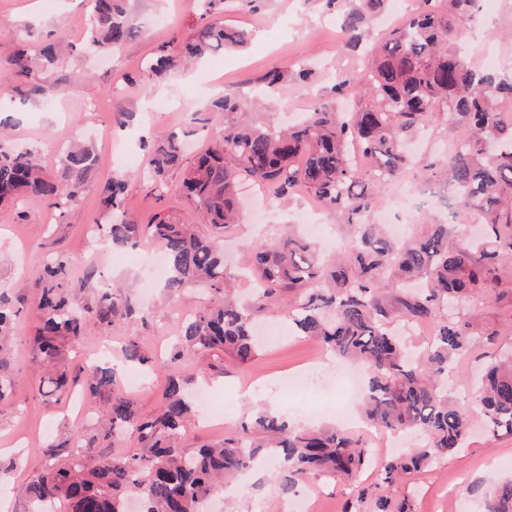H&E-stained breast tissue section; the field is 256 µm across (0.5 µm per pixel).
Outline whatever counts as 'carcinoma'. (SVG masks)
<instances>
[{"label": "carcinoma", "mask_w": 512, "mask_h": 512, "mask_svg": "<svg viewBox=\"0 0 512 512\" xmlns=\"http://www.w3.org/2000/svg\"><path fill=\"white\" fill-rule=\"evenodd\" d=\"M120 0H89L92 12L85 49L109 52L132 38ZM343 14L344 46L355 49L366 36L368 18L383 11L386 0H358ZM477 0H423L424 9L407 16L380 46L361 73L340 75L335 97L321 103L299 124L259 128L244 117L248 98L216 96L197 113L196 130L209 127L211 114H224V128L206 149L188 157L183 139L195 130L169 132L151 146V191L162 197L167 173L182 170L183 192L197 218L212 235L193 231L159 212L152 223L138 224L121 212L136 176L107 180L102 186L104 231L112 243L135 246L146 237L164 250L170 295L198 288L208 302L188 316L168 359L157 371L182 361L231 353L239 364L254 357L259 344L252 331L253 306L232 296L236 281L251 284L255 301L275 304L288 313L295 332L323 351L362 364L370 373L362 415L389 434L416 431L426 443L411 456L394 457L376 468V481L393 484L464 447L471 419L479 415L493 435L512 436V353L487 367L471 404L448 396L441 381L476 346L494 343L479 334L464 313L444 311L465 299H499L504 266L512 268V116L499 110L512 100V82L494 73L476 72L455 46V21L471 14ZM245 33L209 25L202 38L161 46L145 70L161 75L186 67L193 59L224 46H241ZM67 46L48 43L34 57L22 53L13 62L20 74L43 63L53 66ZM358 100L347 112L344 101ZM463 124L468 138L446 156L435 176L458 192L452 218L473 217L483 233L465 244L450 243L447 224H425L406 241L388 237L370 221L381 206L377 184L396 178L410 164L406 140L434 120ZM96 169L90 143L71 146L60 176L49 175L39 153L0 144V205L24 196L64 213L76 206ZM247 177L277 197L305 191L345 220L341 252L319 256L315 244L293 228L269 241L251 245L248 263L236 272L224 263L217 239L238 223L237 184ZM70 259L61 253L35 275L41 289L42 325L35 352L45 364L48 395L82 386L97 430L56 444L48 441L53 463L19 489L32 512H125L128 497H140L141 512H204L209 497L254 467L261 456L276 462L279 489L292 490L311 471L327 472L355 485L353 512H411L357 483L371 465L365 441L336 428L290 426L281 417L257 413L242 431L188 454L180 448L181 430L194 415L181 381L171 376L158 411L140 415L131 400L116 391L101 407L96 397L115 386V375L88 365L75 371L66 364V346L83 335L88 321L101 330L131 312L122 292L102 294L93 306L77 303L91 287L95 271L73 280ZM388 288L403 290L400 305L407 323H429L433 335L424 347L395 330L393 310L385 303ZM17 315L12 300L0 292V401L13 394L8 373V344ZM137 439L147 451L99 458L96 443L122 435ZM485 512H512V480L495 483Z\"/></svg>", "instance_id": "obj_1"}]
</instances>
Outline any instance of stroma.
<instances>
[{
	"instance_id": "obj_1",
	"label": "stroma",
	"mask_w": 512,
	"mask_h": 512,
	"mask_svg": "<svg viewBox=\"0 0 512 512\" xmlns=\"http://www.w3.org/2000/svg\"><path fill=\"white\" fill-rule=\"evenodd\" d=\"M126 18L135 35L112 57L90 56L75 51L55 67L33 71L32 81L53 86L52 104L20 100L15 92L17 78L10 76L6 55L14 45L35 53L47 41L65 38L78 41L87 25L84 0H0V119L5 138L23 148L37 146L46 171L58 172L66 147L76 140L95 144L99 167L90 179L81 202L62 215H51L46 207L17 200L0 207V289L11 297L20 314L15 322L17 340L10 357L14 382L12 398L0 405V512H28L19 486L41 473L49 462L37 448L38 441L57 440L66 431L91 434L94 420L82 411V395L58 401L38 393L41 364L33 349L40 323L38 294L32 274L55 253L70 255L72 277L97 270L105 282H118L137 311L113 324L109 335L89 326L79 342L66 352L69 367L89 364L104 339H111L113 351L127 341H136L140 351L154 360L167 358L180 334V312L199 308L206 294L190 289L172 296L163 292L147 268L141 251L125 246L112 253L98 252L88 235L90 225L99 223L103 206L99 188L121 174L143 171L149 160L147 138L169 126L188 128L191 114L203 108L211 96V81H220L221 94L236 97L259 90L267 71L280 68L289 79L276 94L273 111L258 110L256 123L289 122L312 111L332 97L338 74L353 73L365 66L364 58L346 52L338 29V8L325 0H216L208 18H200L193 0H124ZM219 22L245 32L246 43L238 48H220L186 72H175L154 80L152 96L140 88L145 81V61L172 38H185L206 22ZM460 42L472 65H479L480 51L500 49L506 59L498 73L512 79V0H478L473 18L457 24ZM308 70L307 82L296 81L299 70ZM463 125L432 124L426 135L410 150L413 162L398 178L380 186L382 211L412 225L441 224L447 218L443 202L417 207L406 194L420 186H437L432 162L448 154ZM181 171H171L164 197H154L142 186L132 187L124 208L140 223H147L160 211L187 224H197L192 204L181 191ZM246 201L270 204L268 215L244 217L226 232L222 245L231 265L243 263L247 249L259 239L273 238L281 225L298 220L311 207V199L270 198L257 187L243 184ZM200 233L207 225L197 224ZM498 301L478 306L475 327L496 332L499 347L512 348V281L502 280ZM254 316L259 324L270 325L276 342L266 345L246 366H238L229 355L210 357L206 372L191 365H174L169 373L135 368V386H128V373L116 366V382L128 390L138 412H156L169 376L182 379L189 392L209 385L214 404L223 406L224 421L213 427L193 422L183 432L182 448L193 451L235 430L254 409L266 401H277L286 416L300 415L301 425L332 423L336 407L344 402L341 386L332 385L317 393L303 389L280 390L273 380L298 370L318 353L308 338L288 335L280 312L258 306ZM491 351L472 349L448 376V389L456 398L466 399L487 363ZM512 459V437L476 432L465 448L432 466L409 474L391 486L393 496H408L414 512H484L488 477L498 475L505 459ZM261 482L242 481L221 495L214 512H290L294 499L312 496V512H345L354 499V488L321 473L308 475L292 494H282L271 484L273 469L261 471Z\"/></svg>"
}]
</instances>
